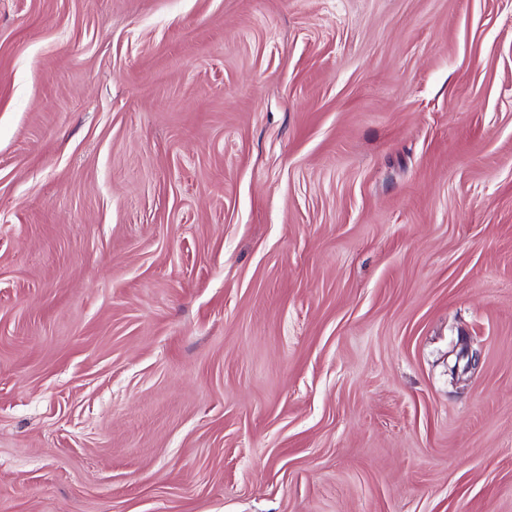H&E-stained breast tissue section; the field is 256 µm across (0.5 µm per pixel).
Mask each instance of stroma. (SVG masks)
I'll use <instances>...</instances> for the list:
<instances>
[{"label": "stroma", "instance_id": "obj_1", "mask_svg": "<svg viewBox=\"0 0 512 512\" xmlns=\"http://www.w3.org/2000/svg\"><path fill=\"white\" fill-rule=\"evenodd\" d=\"M0 512H512V0H0Z\"/></svg>", "mask_w": 512, "mask_h": 512}]
</instances>
